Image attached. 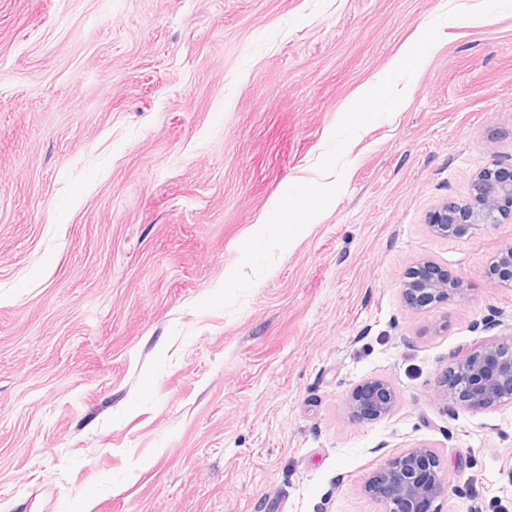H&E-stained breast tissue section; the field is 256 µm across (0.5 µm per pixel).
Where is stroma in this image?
Returning <instances> with one entry per match:
<instances>
[{"label":"stroma","instance_id":"1","mask_svg":"<svg viewBox=\"0 0 512 512\" xmlns=\"http://www.w3.org/2000/svg\"><path fill=\"white\" fill-rule=\"evenodd\" d=\"M480 0H0V512H385L427 445L436 512H512V404L440 397L512 340V222H425L512 162V10L444 22L341 192L233 310H197L358 90ZM463 288L405 306L411 267ZM389 381V416L348 397ZM490 275L500 286L512 288V243L497 252ZM398 401L394 387L384 379H369L357 385L348 398L354 416L378 420L388 416ZM440 459L428 446L414 447L374 472L366 492L385 504L386 512H432L444 493Z\"/></svg>","mask_w":512,"mask_h":512}]
</instances>
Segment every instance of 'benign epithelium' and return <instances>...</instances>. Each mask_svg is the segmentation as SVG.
I'll use <instances>...</instances> for the list:
<instances>
[{"label":"benign epithelium","mask_w":512,"mask_h":512,"mask_svg":"<svg viewBox=\"0 0 512 512\" xmlns=\"http://www.w3.org/2000/svg\"><path fill=\"white\" fill-rule=\"evenodd\" d=\"M512 220V164L493 162L471 180L468 197L444 201L428 216L432 231L441 237L482 224ZM501 286L512 288V243L496 254L490 272ZM461 288L448 281L430 262L411 270L402 282L405 304L413 309L445 301ZM439 394L476 409L512 403V342L474 349L458 358L444 376ZM398 401L394 387L384 379L357 385L348 398L353 415L378 420L388 416ZM440 459L428 446L414 447L374 472L366 492L385 504L386 512H432L444 493Z\"/></svg>","instance_id":"1"}]
</instances>
